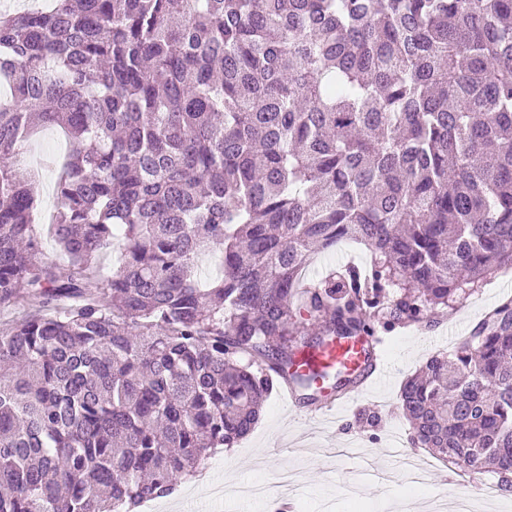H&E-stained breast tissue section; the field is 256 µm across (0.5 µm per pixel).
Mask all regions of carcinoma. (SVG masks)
Segmentation results:
<instances>
[{"mask_svg":"<svg viewBox=\"0 0 512 512\" xmlns=\"http://www.w3.org/2000/svg\"><path fill=\"white\" fill-rule=\"evenodd\" d=\"M1 85L0 512L171 496L297 351L512 267V0H56L0 12ZM40 126L73 144L62 265L19 175ZM345 240L371 268L298 289ZM400 401L413 447L512 492V300Z\"/></svg>","mask_w":512,"mask_h":512,"instance_id":"cac0c4a2","label":"carcinoma"}]
</instances>
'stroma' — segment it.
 I'll use <instances>...</instances> for the list:
<instances>
[{
    "label": "stroma",
    "instance_id": "stroma-1",
    "mask_svg": "<svg viewBox=\"0 0 512 512\" xmlns=\"http://www.w3.org/2000/svg\"><path fill=\"white\" fill-rule=\"evenodd\" d=\"M27 161L40 167L34 184L39 213H53L56 161L69 143L59 129L46 128L27 141ZM362 245L344 242L318 254L304 272L315 282L336 275L346 265H370ZM512 299V268L500 269L480 291L461 295L452 315L433 316L428 323H408L384 338L382 356L388 374L375 380L358 400L334 418H308L309 403L289 410L279 394L266 401L254 429L234 447L206 458L202 473L184 479L178 492L159 499L160 512H267L278 495L293 498V512H401L413 503L418 512L457 497L472 501L475 512H512V498L498 494L495 504L479 497L481 477L436 465L423 484H409L397 460L390 458L392 438H408L412 429L399 395L405 380L433 354L448 352L486 312Z\"/></svg>",
    "mask_w": 512,
    "mask_h": 512
}]
</instances>
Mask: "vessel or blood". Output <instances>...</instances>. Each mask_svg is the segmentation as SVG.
I'll list each match as a JSON object with an SVG mask.
<instances>
[{
  "label": "vessel or blood",
  "mask_w": 512,
  "mask_h": 512,
  "mask_svg": "<svg viewBox=\"0 0 512 512\" xmlns=\"http://www.w3.org/2000/svg\"><path fill=\"white\" fill-rule=\"evenodd\" d=\"M381 339L352 337L337 339L320 348L298 354L290 368L292 375L311 379L321 395L316 412L327 415L338 406L356 400L368 388L371 381L384 371L380 356ZM353 381L351 390L338 394L337 378Z\"/></svg>",
  "instance_id": "1"
}]
</instances>
